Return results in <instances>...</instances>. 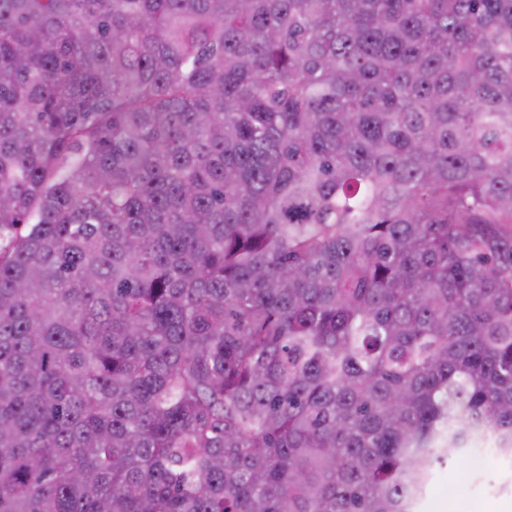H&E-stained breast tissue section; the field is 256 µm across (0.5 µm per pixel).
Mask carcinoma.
<instances>
[{
	"mask_svg": "<svg viewBox=\"0 0 512 512\" xmlns=\"http://www.w3.org/2000/svg\"><path fill=\"white\" fill-rule=\"evenodd\" d=\"M512 457V0H0V512H414Z\"/></svg>",
	"mask_w": 512,
	"mask_h": 512,
	"instance_id": "1",
	"label": "carcinoma"
}]
</instances>
